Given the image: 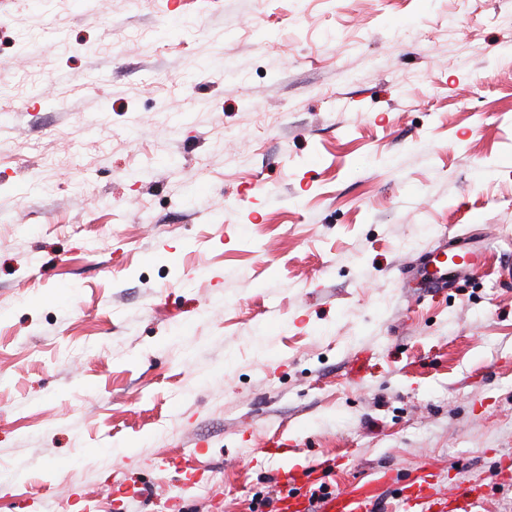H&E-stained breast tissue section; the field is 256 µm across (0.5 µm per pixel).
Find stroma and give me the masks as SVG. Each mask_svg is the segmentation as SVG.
<instances>
[{
	"label": "stroma",
	"instance_id": "stroma-1",
	"mask_svg": "<svg viewBox=\"0 0 512 512\" xmlns=\"http://www.w3.org/2000/svg\"><path fill=\"white\" fill-rule=\"evenodd\" d=\"M5 5L0 512H250L326 460L512 512V0ZM442 244L484 270L406 284Z\"/></svg>",
	"mask_w": 512,
	"mask_h": 512
}]
</instances>
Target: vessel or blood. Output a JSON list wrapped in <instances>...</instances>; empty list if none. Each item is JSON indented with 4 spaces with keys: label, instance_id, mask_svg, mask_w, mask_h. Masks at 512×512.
Masks as SVG:
<instances>
[{
    "label": "vessel or blood",
    "instance_id": "1",
    "mask_svg": "<svg viewBox=\"0 0 512 512\" xmlns=\"http://www.w3.org/2000/svg\"><path fill=\"white\" fill-rule=\"evenodd\" d=\"M441 255L438 249L426 255L428 264L433 267L431 284L435 287L455 277L476 274L483 265V256L476 251L462 253L457 263L442 260ZM277 477L290 488L288 495L280 500L277 512H309L307 497L296 490L300 473L292 468H282ZM437 483V473L431 466L412 478L382 469L372 478L351 483L328 495L321 512H379L378 503L389 488L397 495L403 512H472L483 498V489L476 482L450 487L442 496L435 492Z\"/></svg>",
    "mask_w": 512,
    "mask_h": 512
}]
</instances>
